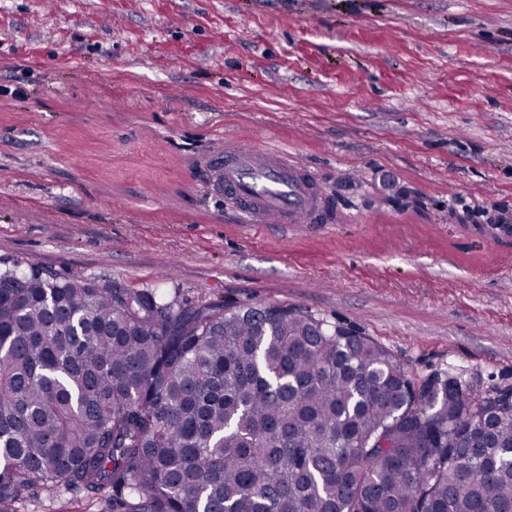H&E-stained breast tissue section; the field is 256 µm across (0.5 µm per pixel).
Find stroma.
Returning <instances> with one entry per match:
<instances>
[{
	"label": "stroma",
	"instance_id": "stroma-1",
	"mask_svg": "<svg viewBox=\"0 0 512 512\" xmlns=\"http://www.w3.org/2000/svg\"><path fill=\"white\" fill-rule=\"evenodd\" d=\"M287 149L324 224H246L207 163ZM512 0H0V259L299 307L414 382L512 389ZM14 512H102L61 492Z\"/></svg>",
	"mask_w": 512,
	"mask_h": 512
}]
</instances>
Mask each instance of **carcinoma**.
<instances>
[{"label":"carcinoma","instance_id":"1","mask_svg":"<svg viewBox=\"0 0 512 512\" xmlns=\"http://www.w3.org/2000/svg\"><path fill=\"white\" fill-rule=\"evenodd\" d=\"M0 260V512H512V401L299 308ZM103 508L112 512V504L108 505L105 498L99 503L88 500L83 494L54 492L37 498L21 499L14 503L13 512H104Z\"/></svg>","mask_w":512,"mask_h":512}]
</instances>
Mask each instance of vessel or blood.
I'll return each instance as SVG.
<instances>
[{"mask_svg":"<svg viewBox=\"0 0 512 512\" xmlns=\"http://www.w3.org/2000/svg\"><path fill=\"white\" fill-rule=\"evenodd\" d=\"M210 167L221 189L239 200L244 222L318 223L319 204L311 197L308 173L287 151L228 136Z\"/></svg>","mask_w":512,"mask_h":512,"instance_id":"vessel-or-blood-1","label":"vessel or blood"}]
</instances>
